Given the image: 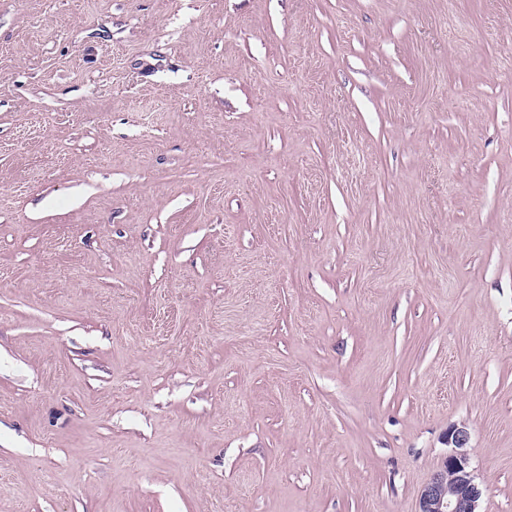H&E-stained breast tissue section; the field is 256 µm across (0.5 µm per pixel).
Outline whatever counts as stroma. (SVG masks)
I'll use <instances>...</instances> for the list:
<instances>
[{
  "label": "stroma",
  "instance_id": "obj_1",
  "mask_svg": "<svg viewBox=\"0 0 512 512\" xmlns=\"http://www.w3.org/2000/svg\"><path fill=\"white\" fill-rule=\"evenodd\" d=\"M512 512V0H0V512ZM469 439L465 424L453 425L444 434L448 451L422 487L417 512H479L483 489L471 465Z\"/></svg>",
  "mask_w": 512,
  "mask_h": 512
}]
</instances>
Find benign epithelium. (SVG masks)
I'll return each mask as SVG.
<instances>
[{
	"label": "benign epithelium",
	"instance_id": "7a95c632",
	"mask_svg": "<svg viewBox=\"0 0 512 512\" xmlns=\"http://www.w3.org/2000/svg\"><path fill=\"white\" fill-rule=\"evenodd\" d=\"M470 432L453 425L443 436L448 451L422 487L417 512H478L483 494L468 452Z\"/></svg>",
	"mask_w": 512,
	"mask_h": 512
}]
</instances>
